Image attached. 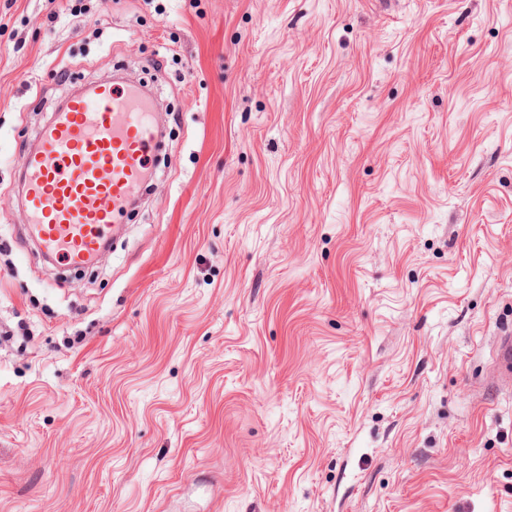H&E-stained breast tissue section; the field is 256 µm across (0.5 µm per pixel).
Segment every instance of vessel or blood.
Returning <instances> with one entry per match:
<instances>
[{
	"mask_svg": "<svg viewBox=\"0 0 512 512\" xmlns=\"http://www.w3.org/2000/svg\"><path fill=\"white\" fill-rule=\"evenodd\" d=\"M159 138L154 104L135 88L101 81L73 94L26 157L27 237L44 256L92 263L151 176ZM496 363L501 380L512 379V336Z\"/></svg>",
	"mask_w": 512,
	"mask_h": 512,
	"instance_id": "vessel-or-blood-1",
	"label": "vessel or blood"
}]
</instances>
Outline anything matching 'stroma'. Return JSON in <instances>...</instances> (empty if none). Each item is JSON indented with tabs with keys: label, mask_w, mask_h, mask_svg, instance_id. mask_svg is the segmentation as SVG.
I'll return each mask as SVG.
<instances>
[{
	"label": "stroma",
	"mask_w": 512,
	"mask_h": 512,
	"mask_svg": "<svg viewBox=\"0 0 512 512\" xmlns=\"http://www.w3.org/2000/svg\"><path fill=\"white\" fill-rule=\"evenodd\" d=\"M115 71L171 158L44 260L25 158ZM2 202L0 512H512V0H0ZM496 363L501 380L508 382L512 376V336L502 338L497 347Z\"/></svg>",
	"instance_id": "stroma-1"
}]
</instances>
